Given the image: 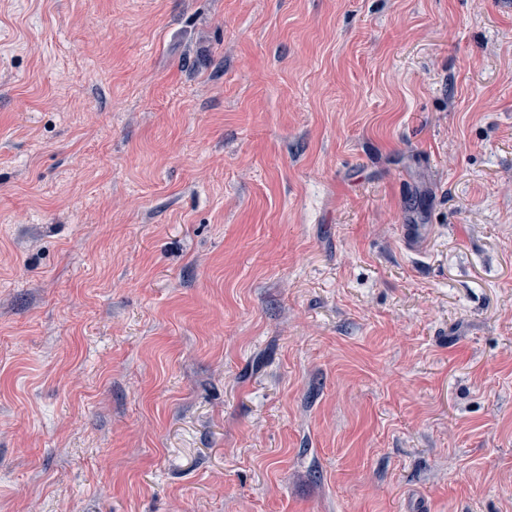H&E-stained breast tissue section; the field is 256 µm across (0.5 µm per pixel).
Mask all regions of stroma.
Listing matches in <instances>:
<instances>
[{"instance_id":"1","label":"stroma","mask_w":512,"mask_h":512,"mask_svg":"<svg viewBox=\"0 0 512 512\" xmlns=\"http://www.w3.org/2000/svg\"><path fill=\"white\" fill-rule=\"evenodd\" d=\"M0 512H512V0H0Z\"/></svg>"}]
</instances>
